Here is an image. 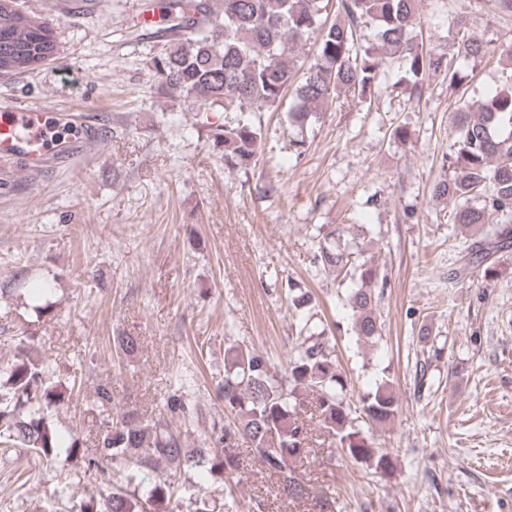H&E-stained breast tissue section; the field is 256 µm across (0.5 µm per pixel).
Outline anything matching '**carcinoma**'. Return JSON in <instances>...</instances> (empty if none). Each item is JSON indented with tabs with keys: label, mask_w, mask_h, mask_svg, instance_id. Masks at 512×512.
Listing matches in <instances>:
<instances>
[{
	"label": "carcinoma",
	"mask_w": 512,
	"mask_h": 512,
	"mask_svg": "<svg viewBox=\"0 0 512 512\" xmlns=\"http://www.w3.org/2000/svg\"><path fill=\"white\" fill-rule=\"evenodd\" d=\"M323 2L172 0L165 33H146L156 42L150 62L158 92L189 99L199 111L219 102L226 111L263 112L276 110L293 87L296 100L288 119L302 125L320 118L342 92L366 100L387 59L403 62L418 92L431 73L455 80L456 72L443 58L418 41L417 0H336V19L331 22L324 18ZM371 24L385 49L383 58L365 33ZM315 31L317 52L306 64L298 47ZM57 50L48 24L21 13L14 0H0V73L33 70ZM485 53V45L476 39L458 42V55L464 58ZM454 123L457 138L448 162L455 175L435 183L432 195L460 202L454 223L481 229L462 250L458 274L481 265L488 273V263L512 249V87L489 97L477 112L460 106ZM261 137L262 127L244 117L210 130L213 145L222 148L229 168L255 165ZM475 193L482 197L479 207L468 202ZM317 259L337 273L352 263L351 253L336 244L320 247ZM356 271L359 284L349 304L357 335L372 339L381 330L374 305L379 272L366 261ZM292 302L301 311L302 341L289 358L286 378L274 374L265 357L253 349L229 352L224 380L217 388L224 411L234 422L216 435L217 450L188 452L181 434L165 417L148 419L135 408L120 413L100 431L93 449L75 430L61 433L48 414L61 403L62 393L51 381L49 365L28 356L34 335L18 337L15 361L0 367V443L43 454L62 465L79 454L87 468L119 475L98 501L81 505L79 512H178L182 473L204 467L227 479L237 476L241 441L250 444L253 460L276 477L282 495L308 498L299 468L309 456L310 430L302 419L309 406L315 407L322 429L351 459L368 463L377 472L393 470L389 451L375 447L353 426L346 382L324 346L311 296L301 292ZM139 346L140 338L131 334L117 342L119 354L126 357ZM361 402L362 411L375 422L385 423L396 415L395 397L384 386L366 393ZM158 466L162 478L146 498L136 496L141 470ZM312 512H336V498L326 493L313 497Z\"/></svg>",
	"instance_id": "cac0c4a2"
}]
</instances>
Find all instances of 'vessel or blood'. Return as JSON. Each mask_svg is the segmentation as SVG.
Returning a JSON list of instances; mask_svg holds the SVG:
<instances>
[{
    "label": "vessel or blood",
    "mask_w": 512,
    "mask_h": 512,
    "mask_svg": "<svg viewBox=\"0 0 512 512\" xmlns=\"http://www.w3.org/2000/svg\"><path fill=\"white\" fill-rule=\"evenodd\" d=\"M61 124L57 113L23 106L13 99L0 100V159L20 160L24 170L36 172L49 156L68 158L95 143L99 123L83 118L73 134L58 137Z\"/></svg>",
    "instance_id": "obj_1"
}]
</instances>
